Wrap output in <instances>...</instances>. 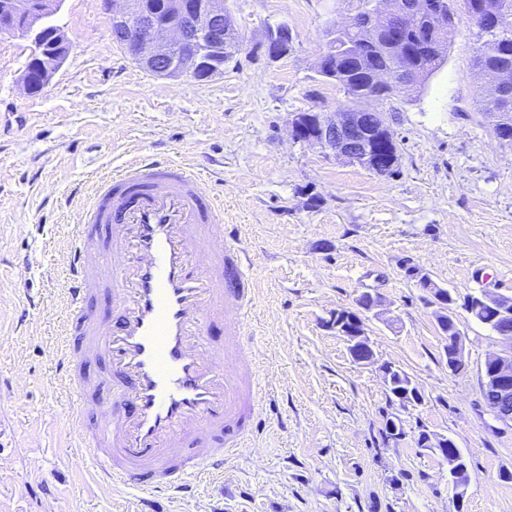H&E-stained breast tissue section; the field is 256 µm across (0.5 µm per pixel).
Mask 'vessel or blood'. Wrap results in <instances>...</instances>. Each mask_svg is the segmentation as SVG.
<instances>
[{"label": "vessel or blood", "instance_id": "1", "mask_svg": "<svg viewBox=\"0 0 512 512\" xmlns=\"http://www.w3.org/2000/svg\"><path fill=\"white\" fill-rule=\"evenodd\" d=\"M66 240L65 316L52 349L65 426L101 483L192 492L246 447L263 398L246 340L256 294L214 188L191 162L135 156L97 174ZM114 316H97L100 293ZM224 343L210 341L213 323ZM107 360L104 381L85 362ZM117 384L116 396L90 392Z\"/></svg>", "mask_w": 512, "mask_h": 512}]
</instances>
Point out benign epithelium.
<instances>
[{
	"instance_id": "obj_1",
	"label": "benign epithelium",
	"mask_w": 512,
	"mask_h": 512,
	"mask_svg": "<svg viewBox=\"0 0 512 512\" xmlns=\"http://www.w3.org/2000/svg\"><path fill=\"white\" fill-rule=\"evenodd\" d=\"M61 0H0V35L27 36L39 27L44 14L55 10ZM111 3L108 28L113 40L129 50L134 60L145 70L159 77L192 76L202 65L211 67L209 76L223 72V66L213 63L211 56L220 55L230 42L234 21L224 10V0H198L192 8L179 0H170L168 6L178 8L177 21H167L150 10L147 0H107ZM474 22L488 37L498 36L503 29L504 17L494 6L475 0ZM428 19L429 35L448 33L447 0H352L349 16L339 30L354 37L349 51L358 59L365 58L368 46L385 37L394 47L403 44L405 22L410 18ZM292 43V34L282 26L267 36L265 50L269 58L286 55ZM57 71V61L45 60L38 72L24 70L22 81L29 94L43 92ZM489 79V86L498 91H509L512 77L506 71L481 69ZM417 69L410 58L402 53L392 70L370 71L373 86L394 92L402 86L415 83ZM379 97L370 94L350 108L336 109L332 117L306 111L295 114L292 134L297 140L319 145L327 156L363 165L378 176L389 175V169L398 165L397 153H381L376 142L389 147L394 139L387 113L366 106ZM316 120V130L310 132V119ZM434 297L439 304L435 318L439 328L448 319L455 318L448 311L447 291L437 289ZM476 305L494 311L493 321L500 323L494 330L500 350L487 358L484 369L483 395L486 406L503 423L512 426V297L492 295L485 291L470 295ZM327 324L344 337L353 361L375 363V353L366 336L362 318L355 312L346 315L336 311ZM466 340L458 332L451 342L452 355L448 369L464 370Z\"/></svg>"
}]
</instances>
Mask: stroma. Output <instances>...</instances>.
<instances>
[{
	"mask_svg": "<svg viewBox=\"0 0 512 512\" xmlns=\"http://www.w3.org/2000/svg\"><path fill=\"white\" fill-rule=\"evenodd\" d=\"M224 7L240 47L200 81L144 70L113 41L105 0H62L51 22L70 50L42 93L22 83L30 39L0 37V512H512V428L482 397L496 335L454 306L468 366L451 372L431 293L512 296V144L483 112L472 21L458 13L440 66L386 101L400 159L381 177L292 135L295 113L345 100L318 65L347 0ZM283 24L292 49L268 59L267 34ZM137 155L193 159L222 194L252 258L249 333L267 385L264 430L223 475L148 506L95 480L91 453L70 451L67 392L52 387L49 356L79 192ZM366 292L382 297L362 316L372 365L354 362L327 325ZM384 363L411 377L421 405L399 409ZM395 412L405 435L388 443ZM422 432L462 452L464 497L447 461L418 447Z\"/></svg>",
	"mask_w": 512,
	"mask_h": 512,
	"instance_id": "obj_1",
	"label": "stroma"
}]
</instances>
